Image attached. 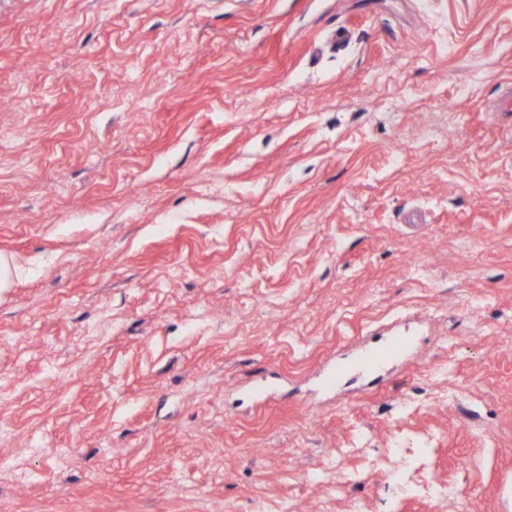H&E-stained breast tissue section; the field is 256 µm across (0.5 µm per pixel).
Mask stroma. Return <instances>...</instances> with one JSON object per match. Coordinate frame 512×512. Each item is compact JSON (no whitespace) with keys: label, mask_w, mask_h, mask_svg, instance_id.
Here are the masks:
<instances>
[{"label":"stroma","mask_w":512,"mask_h":512,"mask_svg":"<svg viewBox=\"0 0 512 512\" xmlns=\"http://www.w3.org/2000/svg\"><path fill=\"white\" fill-rule=\"evenodd\" d=\"M511 88L512 0H0V512H512ZM413 343L412 336H388L375 347L362 348L352 359L336 362L327 371L325 384L334 388L347 374L372 375L387 359L410 351Z\"/></svg>","instance_id":"1"}]
</instances>
